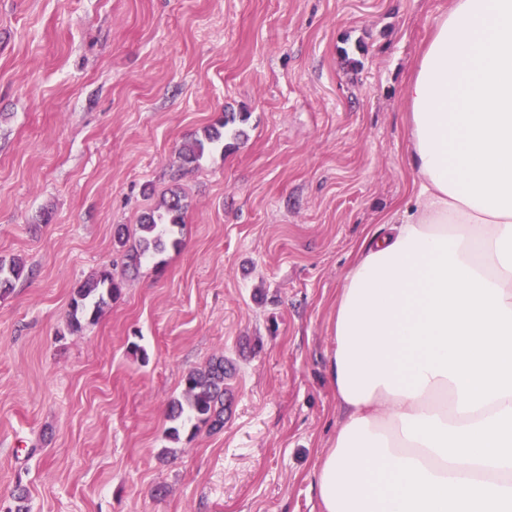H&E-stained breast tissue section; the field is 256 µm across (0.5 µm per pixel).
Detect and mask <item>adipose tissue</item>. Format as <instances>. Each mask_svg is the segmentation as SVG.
<instances>
[{
	"label": "adipose tissue",
	"instance_id": "1",
	"mask_svg": "<svg viewBox=\"0 0 512 512\" xmlns=\"http://www.w3.org/2000/svg\"><path fill=\"white\" fill-rule=\"evenodd\" d=\"M414 189L351 261L322 512H512V0H451L405 90Z\"/></svg>",
	"mask_w": 512,
	"mask_h": 512
}]
</instances>
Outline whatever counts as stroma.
I'll list each match as a JSON object with an SVG mask.
<instances>
[{
    "label": "stroma",
    "mask_w": 512,
    "mask_h": 512,
    "mask_svg": "<svg viewBox=\"0 0 512 512\" xmlns=\"http://www.w3.org/2000/svg\"><path fill=\"white\" fill-rule=\"evenodd\" d=\"M450 0H0V512H320L331 317L409 196L405 88ZM233 114L241 135L186 165ZM184 196L179 248L81 332L116 225ZM224 357V427H181ZM25 271V264L19 258H13L0 262V292H6L12 288L13 282L19 280ZM233 366L224 357L212 358L200 369L183 376V400H174L169 407V419L178 425L195 422L193 427L207 426L210 430L224 427V381L231 377Z\"/></svg>",
    "instance_id": "obj_1"
}]
</instances>
